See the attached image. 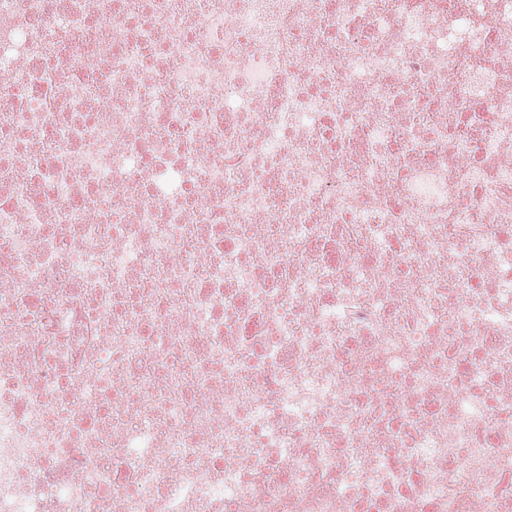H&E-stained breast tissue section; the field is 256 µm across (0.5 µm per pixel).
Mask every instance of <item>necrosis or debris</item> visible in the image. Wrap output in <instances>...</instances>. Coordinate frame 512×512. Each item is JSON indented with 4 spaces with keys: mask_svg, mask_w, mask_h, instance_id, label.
Here are the masks:
<instances>
[{
    "mask_svg": "<svg viewBox=\"0 0 512 512\" xmlns=\"http://www.w3.org/2000/svg\"><path fill=\"white\" fill-rule=\"evenodd\" d=\"M0 512H512V0H0Z\"/></svg>",
    "mask_w": 512,
    "mask_h": 512,
    "instance_id": "necrosis-or-debris-1",
    "label": "necrosis or debris"
}]
</instances>
